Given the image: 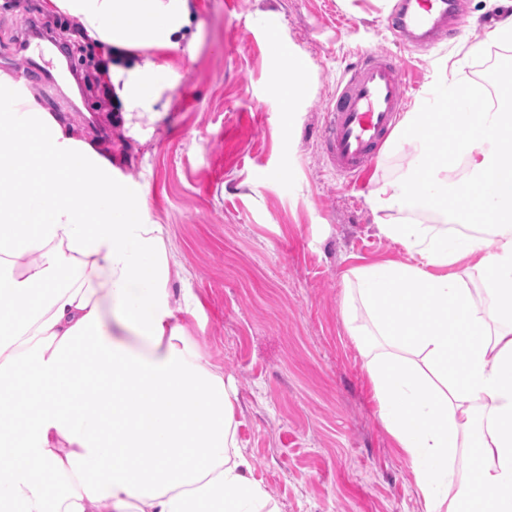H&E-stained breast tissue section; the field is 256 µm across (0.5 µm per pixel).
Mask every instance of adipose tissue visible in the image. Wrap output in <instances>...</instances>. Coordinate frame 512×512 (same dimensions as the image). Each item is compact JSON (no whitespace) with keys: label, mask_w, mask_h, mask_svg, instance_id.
Masks as SVG:
<instances>
[{"label":"adipose tissue","mask_w":512,"mask_h":512,"mask_svg":"<svg viewBox=\"0 0 512 512\" xmlns=\"http://www.w3.org/2000/svg\"><path fill=\"white\" fill-rule=\"evenodd\" d=\"M48 7L102 48L141 50L105 79L126 119L155 115L190 0ZM473 95L456 62L404 113L412 165L368 203L407 258L348 272L345 307L369 320L350 333L425 512H512V98L472 112ZM141 210L55 114L0 95V512H279ZM424 212L458 231L413 221Z\"/></svg>","instance_id":"obj_1"}]
</instances>
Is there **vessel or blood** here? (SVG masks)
<instances>
[{"mask_svg":"<svg viewBox=\"0 0 512 512\" xmlns=\"http://www.w3.org/2000/svg\"><path fill=\"white\" fill-rule=\"evenodd\" d=\"M435 10L421 13L396 12L390 23L402 31H417L437 36L447 25H461L451 0H436ZM24 49L32 71L16 73L15 80L27 85L33 72H47V58L55 49L45 36L26 40ZM402 69L396 58L382 52H368L349 70L325 109L323 143L331 163L345 175L361 176L370 168L388 138L393 134L404 110Z\"/></svg>","mask_w":512,"mask_h":512,"instance_id":"b4317fda","label":"vessel or blood"}]
</instances>
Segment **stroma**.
<instances>
[{"label": "stroma", "mask_w": 512, "mask_h": 512, "mask_svg": "<svg viewBox=\"0 0 512 512\" xmlns=\"http://www.w3.org/2000/svg\"><path fill=\"white\" fill-rule=\"evenodd\" d=\"M464 23L430 47L405 41L373 0H192V42L167 59L168 110L140 131L115 102L80 86L101 57L86 42L72 68L53 65L30 93L41 111L112 159L140 194L141 220L164 228L183 273L176 305L204 361L238 392V439L280 512H424L410 463L383 427L365 361L346 322V272L405 260L378 235L368 195L410 168L411 147L383 149L359 180L334 169L322 141L324 110L365 50H385L403 67L415 105L445 61L483 87L512 86V68L470 54L488 37L504 0H459ZM69 27L44 0H0V80L28 67L19 45L28 25ZM278 43L302 66L296 100L276 93Z\"/></svg>", "instance_id": "stroma-1"}]
</instances>
